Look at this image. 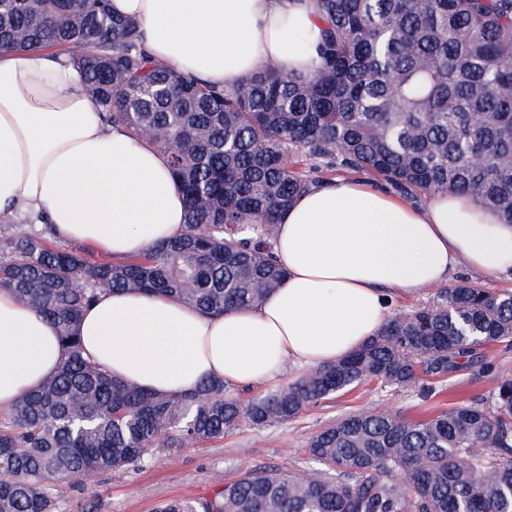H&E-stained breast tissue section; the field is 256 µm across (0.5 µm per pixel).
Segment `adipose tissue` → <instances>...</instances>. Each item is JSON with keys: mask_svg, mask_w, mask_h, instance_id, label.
<instances>
[{"mask_svg": "<svg viewBox=\"0 0 512 512\" xmlns=\"http://www.w3.org/2000/svg\"><path fill=\"white\" fill-rule=\"evenodd\" d=\"M146 51L231 90L275 65L305 74L318 20L309 0H110ZM45 214L59 239L115 257L180 235L186 200L165 157L105 123L63 56L0 49V212ZM273 251L285 279L254 306L206 314L164 294L114 291L77 326L82 356L114 378L170 397L208 380L250 387L286 367L341 360L376 335L390 290L444 283L459 262L512 273V224L470 197L415 208L372 183L336 178L280 215ZM64 358L56 325L0 290V410L52 377Z\"/></svg>", "mask_w": 512, "mask_h": 512, "instance_id": "adipose-tissue-1", "label": "adipose tissue"}]
</instances>
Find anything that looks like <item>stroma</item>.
<instances>
[{
    "label": "stroma",
    "mask_w": 512,
    "mask_h": 512,
    "mask_svg": "<svg viewBox=\"0 0 512 512\" xmlns=\"http://www.w3.org/2000/svg\"><path fill=\"white\" fill-rule=\"evenodd\" d=\"M494 376L479 368L450 372L439 395L421 397L417 388L383 387L367 381L331 396L299 418L264 429L242 425L218 440L160 453L146 464L104 474L90 485L59 489L60 512H155L166 499L212 496L244 474L262 469L310 466V437L330 421L365 410H389L409 417L438 412L460 401L488 397Z\"/></svg>",
    "instance_id": "obj_1"
}]
</instances>
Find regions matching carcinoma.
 I'll return each instance as SVG.
<instances>
[{
    "mask_svg": "<svg viewBox=\"0 0 512 512\" xmlns=\"http://www.w3.org/2000/svg\"><path fill=\"white\" fill-rule=\"evenodd\" d=\"M321 23L314 74L268 65L231 91L150 57L109 0H0V48H56L106 120L149 142L187 201L184 232L144 254L92 261L39 231L0 234V289L58 327L66 357L0 421V512H59L88 486L159 451L221 439L242 423L298 418L367 380L428 391L480 365L486 399L412 418L350 414L308 443L314 466L255 471L208 498L156 512H512V375L486 350L512 346V292L467 281L388 317L350 357L246 404L219 380L169 398L82 358L77 325L103 292L166 293L209 313L257 304L283 272L277 216L315 181L288 152L373 172L409 199L456 191L512 224V0H310Z\"/></svg>",
    "mask_w": 512,
    "mask_h": 512,
    "instance_id": "obj_1",
    "label": "carcinoma"
}]
</instances>
